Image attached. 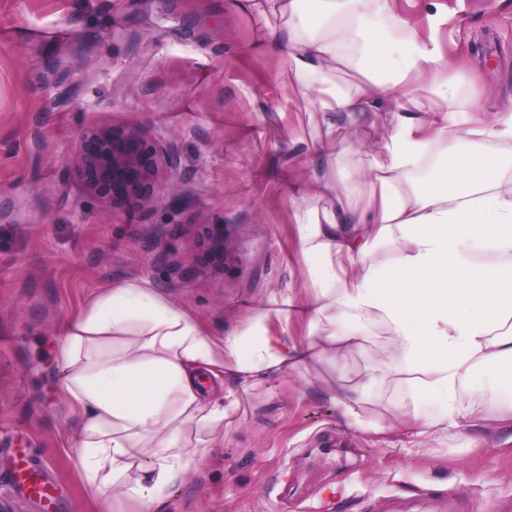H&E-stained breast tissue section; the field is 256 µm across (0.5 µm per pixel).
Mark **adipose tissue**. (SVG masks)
<instances>
[{
  "label": "adipose tissue",
  "instance_id": "obj_1",
  "mask_svg": "<svg viewBox=\"0 0 512 512\" xmlns=\"http://www.w3.org/2000/svg\"><path fill=\"white\" fill-rule=\"evenodd\" d=\"M315 2L317 29L300 0H231L268 22L251 53L278 58L272 112L314 118L310 135L288 144L310 170L288 177L306 294L273 295L247 329L216 339L148 279L125 278L94 291L62 327L56 388L81 413L76 463L105 512H159L191 464L223 446L243 394L367 350L375 325L386 332L383 356L335 397L350 428L381 432L357 406L387 383L404 387L419 437L491 417L472 399L478 376L512 394V181L499 155L475 151L448 154L445 175L412 180L451 136L511 145L512 107L484 121L459 105L444 10L420 28L398 0ZM372 62L396 78L342 90L331 79L337 65ZM415 74L431 77L428 95L409 83ZM383 106L394 131L368 160L376 192L363 203L356 182L336 179V134ZM380 246L388 255L373 260ZM298 318L308 332L296 340ZM491 418L512 424V404Z\"/></svg>",
  "mask_w": 512,
  "mask_h": 512
}]
</instances>
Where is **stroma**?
Here are the masks:
<instances>
[{
	"mask_svg": "<svg viewBox=\"0 0 512 512\" xmlns=\"http://www.w3.org/2000/svg\"><path fill=\"white\" fill-rule=\"evenodd\" d=\"M449 53L465 61L458 98L512 104V0H439ZM47 28L49 39L27 37ZM265 22L230 0H0V512H95L72 450L77 417L53 384L51 348L95 290L147 277L215 334L242 329L251 305L304 289L281 146L307 121L251 129L276 95L274 55L246 49ZM380 111L340 130L336 169L371 191L369 154L390 136ZM140 128L164 157L169 188L136 209L108 208L73 173L83 128ZM228 257L207 265L212 225ZM377 349L335 368L290 371L251 389L223 447L193 464L163 512H512V426L494 421L433 437L402 433V388L361 410L383 433L347 427L335 389ZM35 471L45 496L15 482Z\"/></svg>",
	"mask_w": 512,
	"mask_h": 512,
	"instance_id": "obj_1",
	"label": "stroma"
}]
</instances>
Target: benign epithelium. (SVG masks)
<instances>
[{"label":"benign epithelium","mask_w":512,"mask_h":512,"mask_svg":"<svg viewBox=\"0 0 512 512\" xmlns=\"http://www.w3.org/2000/svg\"><path fill=\"white\" fill-rule=\"evenodd\" d=\"M74 172L83 190L99 201L137 205L161 186V148L136 127L96 123L84 128L75 143ZM224 252V227L217 226L207 264L223 262Z\"/></svg>","instance_id":"benign-epithelium-1"}]
</instances>
